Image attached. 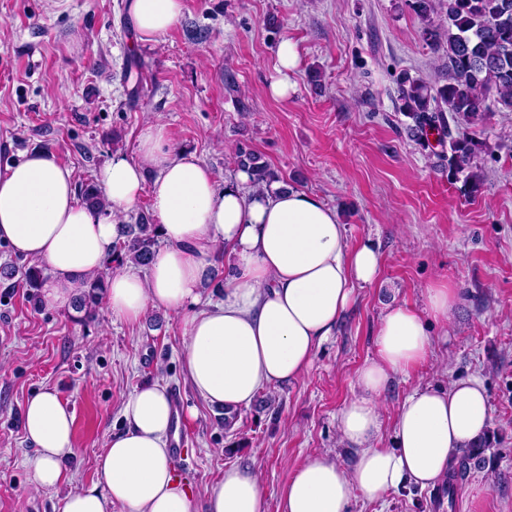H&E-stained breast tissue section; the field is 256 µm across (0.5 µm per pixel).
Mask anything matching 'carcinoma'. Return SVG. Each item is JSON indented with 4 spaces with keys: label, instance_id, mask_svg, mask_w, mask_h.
Masks as SVG:
<instances>
[{
    "label": "carcinoma",
    "instance_id": "carcinoma-1",
    "mask_svg": "<svg viewBox=\"0 0 512 512\" xmlns=\"http://www.w3.org/2000/svg\"><path fill=\"white\" fill-rule=\"evenodd\" d=\"M411 7L422 24L424 40L446 59L447 83L433 86L405 72L399 80L400 111L414 121L413 136L428 138L431 129L442 131L448 138L450 155L448 170L463 174L473 187H479L481 175L475 158L478 144L465 136H453L451 124L464 120L473 123L485 111L487 95L512 112V0H444L445 19L434 17L432 0H412ZM238 164L250 173L257 186L268 185L275 175L267 165L247 150H239ZM157 244L156 227L142 217L136 230L116 243L112 261L121 264L129 258L145 264ZM41 270L29 266L22 272L23 287L35 303L41 300L34 290L39 287ZM104 280L90 276L83 283L76 300V309L91 318L103 302ZM490 435H482L456 457L453 475L464 479L473 469L485 467L486 452L491 450Z\"/></svg>",
    "mask_w": 512,
    "mask_h": 512
}]
</instances>
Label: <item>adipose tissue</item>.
<instances>
[{"label": "adipose tissue", "mask_w": 512, "mask_h": 512, "mask_svg": "<svg viewBox=\"0 0 512 512\" xmlns=\"http://www.w3.org/2000/svg\"><path fill=\"white\" fill-rule=\"evenodd\" d=\"M135 41L153 43L179 19L183 0H131ZM138 159L116 154L98 172L105 203L77 198L72 170L47 151L27 153L0 171V244L45 265V301L70 308L82 280L103 270L125 226L123 213L150 195L163 240L145 270H113L106 281L111 316L130 323L150 309L179 316L186 336L183 364L195 391L232 412L259 392L296 382L321 343L335 333L359 286L380 278L372 243L349 246L335 208L295 188L271 183L245 190L247 173L216 188L211 170L194 153L171 143L153 121L138 138ZM154 179H146V171ZM225 257L223 297L203 303L206 268ZM460 303L444 281L431 284L423 308L390 305L375 333V355L355 376L356 394L338 414L343 442L355 463L346 468L314 451L284 485L280 512H350L354 498L369 502L409 483L446 482L455 456L485 430L486 390L471 376L449 387H418L403 399L394 445L375 447L379 404L393 376L409 374L433 351L435 328ZM123 428L96 461L98 482L70 492L61 512H263L264 491L250 468L234 465L194 504L169 458L173 408L165 386L143 384L125 401ZM23 431L33 448L26 460L31 484L49 490L64 479L74 454V416L51 390L25 405Z\"/></svg>", "instance_id": "1"}]
</instances>
